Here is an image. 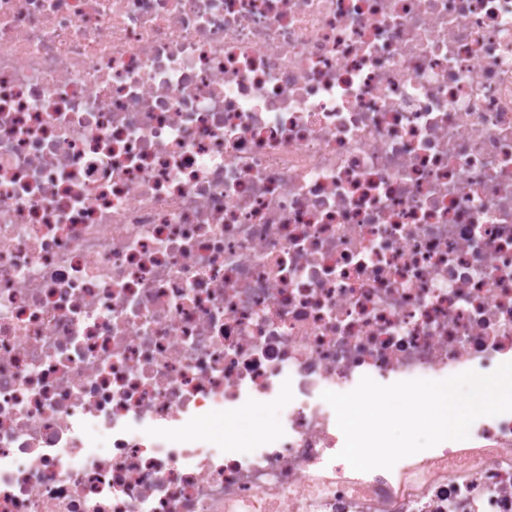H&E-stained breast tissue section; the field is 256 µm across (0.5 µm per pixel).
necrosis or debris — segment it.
<instances>
[{"instance_id": "necrosis-or-debris-1", "label": "necrosis or debris", "mask_w": 512, "mask_h": 512, "mask_svg": "<svg viewBox=\"0 0 512 512\" xmlns=\"http://www.w3.org/2000/svg\"><path fill=\"white\" fill-rule=\"evenodd\" d=\"M505 362L512 0H0V512H512L322 398Z\"/></svg>"}]
</instances>
